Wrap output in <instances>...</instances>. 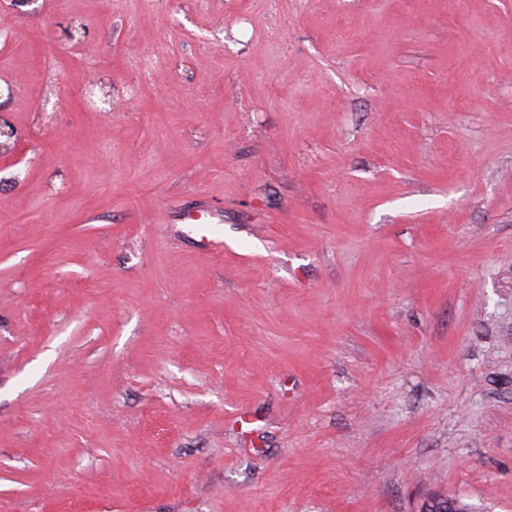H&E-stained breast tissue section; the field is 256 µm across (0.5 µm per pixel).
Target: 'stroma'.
I'll list each match as a JSON object with an SVG mask.
<instances>
[{"instance_id": "obj_1", "label": "stroma", "mask_w": 512, "mask_h": 512, "mask_svg": "<svg viewBox=\"0 0 512 512\" xmlns=\"http://www.w3.org/2000/svg\"><path fill=\"white\" fill-rule=\"evenodd\" d=\"M0 84V512H512V0H0Z\"/></svg>"}]
</instances>
